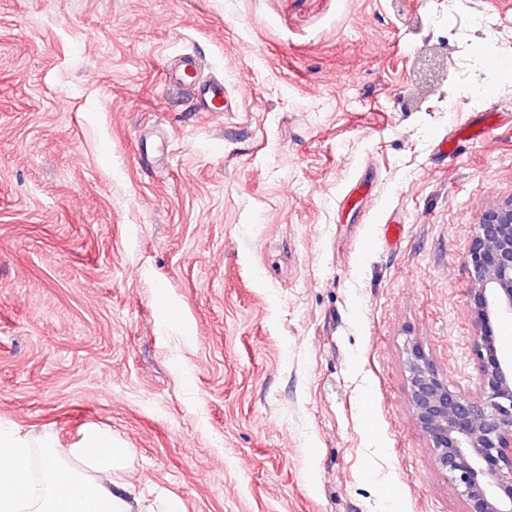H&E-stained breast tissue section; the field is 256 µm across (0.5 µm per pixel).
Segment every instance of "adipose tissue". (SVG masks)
<instances>
[{"label": "adipose tissue", "instance_id": "ef3b65f1", "mask_svg": "<svg viewBox=\"0 0 512 512\" xmlns=\"http://www.w3.org/2000/svg\"><path fill=\"white\" fill-rule=\"evenodd\" d=\"M72 454L80 467L45 444L40 471L31 473L28 442L0 427V512H134L139 493L112 479L126 452L111 436L88 433Z\"/></svg>", "mask_w": 512, "mask_h": 512}]
</instances>
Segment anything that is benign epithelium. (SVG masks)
Here are the masks:
<instances>
[{
  "instance_id": "1",
  "label": "benign epithelium",
  "mask_w": 512,
  "mask_h": 512,
  "mask_svg": "<svg viewBox=\"0 0 512 512\" xmlns=\"http://www.w3.org/2000/svg\"><path fill=\"white\" fill-rule=\"evenodd\" d=\"M469 259L479 391L450 388L413 344L405 357L409 402L465 512H512V359L503 358L493 328L497 318L512 316V198L483 212Z\"/></svg>"
}]
</instances>
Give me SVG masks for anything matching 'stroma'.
Here are the masks:
<instances>
[{
  "label": "stroma",
  "instance_id": "obj_1",
  "mask_svg": "<svg viewBox=\"0 0 512 512\" xmlns=\"http://www.w3.org/2000/svg\"><path fill=\"white\" fill-rule=\"evenodd\" d=\"M186 54L227 111L169 82ZM491 56L512 0H0V425L111 433L115 479L183 512H465L403 359L479 390L469 248L512 198Z\"/></svg>",
  "mask_w": 512,
  "mask_h": 512
}]
</instances>
